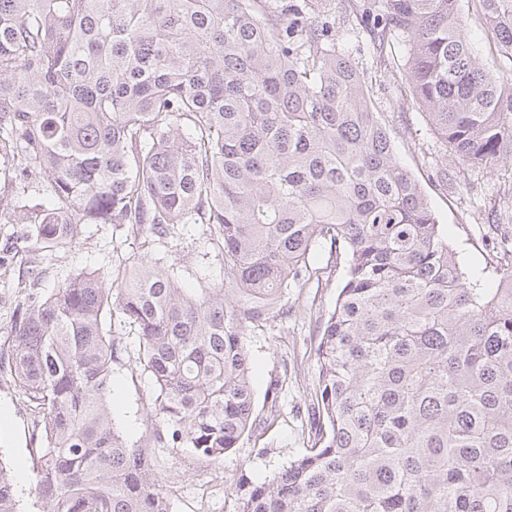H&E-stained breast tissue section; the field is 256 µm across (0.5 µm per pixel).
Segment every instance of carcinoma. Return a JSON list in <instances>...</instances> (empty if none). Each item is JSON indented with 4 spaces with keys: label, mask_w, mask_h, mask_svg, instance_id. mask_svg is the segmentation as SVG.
Returning <instances> with one entry per match:
<instances>
[{
    "label": "carcinoma",
    "mask_w": 512,
    "mask_h": 512,
    "mask_svg": "<svg viewBox=\"0 0 512 512\" xmlns=\"http://www.w3.org/2000/svg\"><path fill=\"white\" fill-rule=\"evenodd\" d=\"M376 0L374 39L451 162L512 168V0ZM296 0H0V215L37 251L84 224H204L224 279L162 257L17 307L0 358L37 410L39 512H170L155 448L218 460L252 429L250 332L288 315L318 246L347 257L319 317L307 448L236 512H512V267L486 288L439 229L322 15ZM505 64L474 49L472 24ZM45 182L31 205L20 191ZM137 336L149 436L110 405ZM0 512H23L0 461Z\"/></svg>",
    "instance_id": "1"
}]
</instances>
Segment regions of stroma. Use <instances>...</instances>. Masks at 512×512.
Returning <instances> with one entry per match:
<instances>
[{
	"instance_id": "obj_1",
	"label": "stroma",
	"mask_w": 512,
	"mask_h": 512,
	"mask_svg": "<svg viewBox=\"0 0 512 512\" xmlns=\"http://www.w3.org/2000/svg\"><path fill=\"white\" fill-rule=\"evenodd\" d=\"M329 21L336 43L357 66L368 96L389 131L400 163L419 181L438 221L468 273L493 285L496 271L512 262V255L492 244L489 226L512 217V170L489 173L483 169H457L445 182L439 170L448 162L446 148L433 134L425 111L410 98L404 63L403 39L391 37L377 46L362 19L358 0H327ZM26 227L0 223V344L9 341L13 315L31 295L28 270L32 254L24 250ZM205 225L188 224L167 240L145 241L109 224H87L76 242L47 260L44 288L55 287L69 275L97 270L110 273L114 254L130 251L166 255L189 288H212L223 279V260L206 243ZM316 279L288 295L290 312L249 338L258 421L274 417L268 430H255L239 448L219 460L193 455L189 449H156L171 512H235L239 482L259 484L271 479L307 444V409L313 404L316 382L317 314L332 311L344 274V259L328 248L310 259ZM282 380L276 401L265 393L271 382ZM114 415L131 440L146 438L152 388L132 359H122L112 374ZM35 414L13 380L0 374V454L8 460L15 488L24 506L34 500L32 470L37 443L33 437Z\"/></svg>"
}]
</instances>
